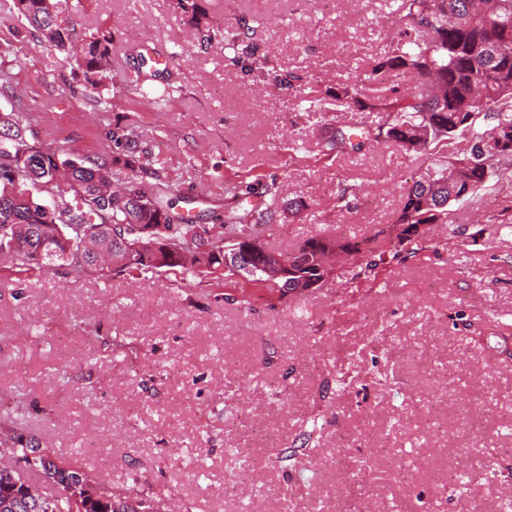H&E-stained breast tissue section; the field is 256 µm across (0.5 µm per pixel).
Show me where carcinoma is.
Instances as JSON below:
<instances>
[{"mask_svg": "<svg viewBox=\"0 0 512 512\" xmlns=\"http://www.w3.org/2000/svg\"><path fill=\"white\" fill-rule=\"evenodd\" d=\"M470 0H400L402 27L389 49L368 66L372 95L360 99L342 87L336 99L352 100L361 111L384 112L386 123L377 136L394 142L412 156L435 155L447 140L462 135L466 144L444 163H433L426 179L408 188L402 208L390 230L396 232L393 258L408 259L426 249L418 226L448 222V205L471 198L486 186L496 165L512 158V152L493 155L484 150L486 136L501 131L512 137V0H482L470 10ZM190 24L201 28L205 17L200 0H177ZM0 7L25 30L37 33L49 45L66 52L72 74L94 90L100 101L112 85L109 63L112 34H90L81 46L72 44L69 14L71 0H0ZM410 73L422 89L401 92L389 77ZM480 90L484 106L477 113L493 121L481 130L467 121L473 107L470 99ZM31 123L25 112L0 110V253L14 256L15 266L0 276L5 283L29 271L63 267L76 277L137 271L144 273H196L176 261L180 250L206 246L214 252L206 275L221 281L236 272L224 270V251L238 245L249 232L245 224H272L287 208L304 203L280 202L277 183L266 188L269 200L229 215L215 233L200 227L176 211L177 201L160 186L148 188L147 175L157 176L152 150L131 147L140 135L133 123L112 129L116 151L108 159L74 154L63 145L46 147L26 135ZM370 132L330 133L328 150L341 149L352 138ZM458 178L448 181V167ZM161 226L156 238H141L134 225ZM372 240L355 238L331 241L309 238L280 259L300 274L317 276V258L325 249L338 248L353 256L367 251ZM114 262L106 269L95 263L97 252ZM261 258H251L252 272L246 278L256 286L286 296L283 283L270 280L260 269ZM16 419L0 421V456L3 449L35 468L47 492L28 485L13 467L0 468V512H143V503L118 490L98 495L88 487L81 467L57 458L45 448L37 452L20 435L7 431ZM82 484V497L67 495L73 484Z\"/></svg>", "mask_w": 512, "mask_h": 512, "instance_id": "cac0c4a2", "label": "carcinoma"}]
</instances>
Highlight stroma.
Here are the masks:
<instances>
[{
	"label": "stroma",
	"instance_id": "35a3bbf8",
	"mask_svg": "<svg viewBox=\"0 0 512 512\" xmlns=\"http://www.w3.org/2000/svg\"><path fill=\"white\" fill-rule=\"evenodd\" d=\"M76 33L113 38L108 105L63 56L0 18L28 137L75 154L114 151L135 121L179 213L210 227L275 182L306 209L264 227L276 253L310 237L377 240L428 159L386 140L327 154L325 124L377 127L367 94L399 0H203L206 22L247 24L233 49L203 43L176 0H73ZM171 85L164 101L140 86ZM243 187L238 199L226 184ZM356 197L339 208L341 188ZM512 161L427 226L429 249L387 264H337L319 288L277 298L199 275L122 272L102 281L46 268L0 287V416L26 440L79 461L92 487L125 489L154 512H512ZM348 382L339 390L337 378ZM312 430L308 447L300 436ZM372 458L367 469L356 459Z\"/></svg>",
	"mask_w": 512,
	"mask_h": 512
}]
</instances>
